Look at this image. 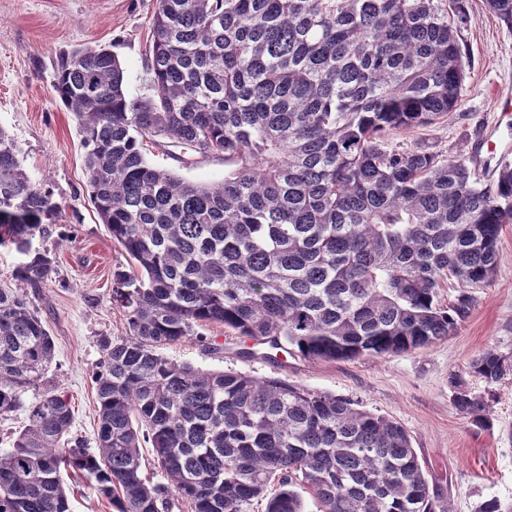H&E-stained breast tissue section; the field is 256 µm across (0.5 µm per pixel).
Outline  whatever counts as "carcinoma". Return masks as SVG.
Wrapping results in <instances>:
<instances>
[{"label": "carcinoma", "instance_id": "carcinoma-1", "mask_svg": "<svg viewBox=\"0 0 512 512\" xmlns=\"http://www.w3.org/2000/svg\"><path fill=\"white\" fill-rule=\"evenodd\" d=\"M512 28V0H485ZM460 0H157L149 92L131 97L112 51L60 54L54 88L79 125L90 201L129 269L112 299L129 334L103 337L94 372L96 448L70 440L54 357L25 288L56 257L32 240L60 206L0 129V247L24 259L0 285V415L24 429L0 448V512H71L61 472L82 474L112 512H432L407 430L331 393L281 378L203 370L161 349L222 325L239 357L277 362L408 354L455 332L472 289L496 273L512 224V164L493 186L465 156L400 149L461 96ZM172 144L224 156L197 184L151 165ZM457 284L448 305L439 292ZM470 373L489 385L512 355L488 348ZM452 405L477 425L489 401L458 377ZM165 477L145 475L142 448Z\"/></svg>", "mask_w": 512, "mask_h": 512}]
</instances>
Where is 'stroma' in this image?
Masks as SVG:
<instances>
[{
	"instance_id": "obj_1",
	"label": "stroma",
	"mask_w": 512,
	"mask_h": 512,
	"mask_svg": "<svg viewBox=\"0 0 512 512\" xmlns=\"http://www.w3.org/2000/svg\"><path fill=\"white\" fill-rule=\"evenodd\" d=\"M458 26L467 55L457 109L431 126L400 131L392 141L445 156L470 155L497 118L493 93L512 85V29L488 12L484 0H462ZM156 0H0V128L15 139L28 176L49 187L60 205L50 236L33 246L57 258L55 274L31 299L54 341L49 385L67 397L71 435L94 446L98 404L92 375L99 340L128 333L112 300V276L128 257L116 245L87 192L86 154L72 112L57 96L54 65L60 52L105 47L120 59L130 96L146 93V63ZM156 167L201 184L223 181L224 159H198L179 148L151 149ZM494 278L474 289L475 305L456 332L409 354L345 361H309L294 356L280 364L240 358L239 338L223 327H204L222 350L211 354L195 338L164 347L168 358L211 370L279 377L350 398L398 421L410 434L440 504L452 512H474L479 501L512 502V375L487 385L469 372L483 350L512 354V224L500 235ZM458 376L475 394H491V424L471 423L454 409L449 381Z\"/></svg>"
}]
</instances>
